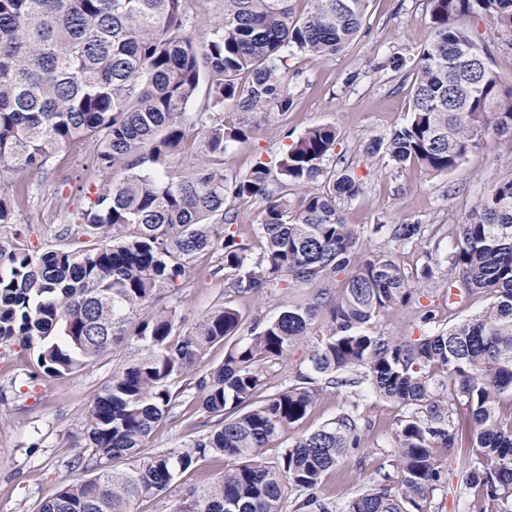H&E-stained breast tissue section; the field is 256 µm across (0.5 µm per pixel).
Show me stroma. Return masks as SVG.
I'll list each match as a JSON object with an SVG mask.
<instances>
[{
	"label": "stroma",
	"instance_id": "obj_1",
	"mask_svg": "<svg viewBox=\"0 0 512 512\" xmlns=\"http://www.w3.org/2000/svg\"><path fill=\"white\" fill-rule=\"evenodd\" d=\"M429 11L428 0H369L360 32L334 59L296 54L288 62L292 111L283 120L250 114L257 132L247 141L230 144L224 155L227 174H245L260 161L276 162L308 127L335 125L336 155L349 160L363 179L360 194L341 205L346 222L362 226L406 220L428 225L421 244L401 251L402 264L412 269L424 263L426 254L444 256L453 226L489 187L512 179V139L486 134L475 154L454 172L441 175L385 157L369 158L362 151L372 136L391 132L408 118L411 79L383 63L392 52L411 56L428 42ZM92 153L91 144H78L56 153L40 172L0 173V195L17 200L13 221L0 226V237L19 238L39 251L68 246L72 238L64 228L75 222L83 207V190L94 192L104 185L90 165ZM217 264L215 255H197L182 287L169 298L184 325L224 302L249 319L279 314V293L235 297L225 290ZM117 362L109 355L63 379L35 378L28 351L16 345L0 348V512H38L61 483L82 477V470L69 469L67 463L80 452L87 409ZM344 399V393L326 389L302 424L265 448V458H276L298 436L332 422ZM399 416L389 401L368 402L362 412L363 443L326 477L327 496L349 497L393 473L385 442ZM208 419L194 390H185L181 404L147 439L144 453L187 448ZM224 466L219 458L199 460L179 472L165 493L136 503L134 512H174L184 490L218 477Z\"/></svg>",
	"mask_w": 512,
	"mask_h": 512
}]
</instances>
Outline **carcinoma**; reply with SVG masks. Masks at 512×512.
I'll return each mask as SVG.
<instances>
[{
    "mask_svg": "<svg viewBox=\"0 0 512 512\" xmlns=\"http://www.w3.org/2000/svg\"><path fill=\"white\" fill-rule=\"evenodd\" d=\"M194 2L0 0V171H40L63 148L89 143L92 167L110 176L77 215L95 244L38 253L0 239V344L31 351L37 375L50 378L119 344L137 351L88 408L84 453L70 461L88 475L60 485L39 512H133L134 501L161 495L213 454L228 462L224 473L187 490L175 512H285L293 494V512H431L437 448L457 453L465 488L512 512V180L492 185L455 225L445 260L430 254L409 272L396 253L425 226L345 222L338 203L361 183L340 159L326 167L335 127L307 128L278 177L262 162L226 177L227 143L254 130L215 114L231 105L244 116H287L288 57L335 58L359 33L368 0H306L300 16L291 0H222L201 43L186 32ZM486 16L495 30L480 27ZM430 27L411 66L406 123L363 152L442 174L486 134L512 138V86L496 63L512 59V0H430ZM292 187L303 189L295 199ZM244 197L262 205L255 258L231 230L227 202ZM376 234L385 246L370 249ZM202 252L220 255L218 270L241 298L279 289L281 313L253 322L247 338L246 319L227 303L180 329L160 293L177 290ZM296 287L314 293L294 299ZM441 289L453 305L478 293L491 301L433 330L435 311L421 298ZM398 308L427 330L415 339L379 330ZM218 344L224 364L194 384L213 425L178 454H142L179 405L183 389L172 385ZM298 350L306 359L292 380L265 393ZM325 387L349 389L347 405L266 460L264 448L301 423ZM373 397L401 411L387 442L394 480L336 503L324 479L360 447V409Z\"/></svg>",
    "mask_w": 512,
    "mask_h": 512,
    "instance_id": "carcinoma-1",
    "label": "carcinoma"
}]
</instances>
